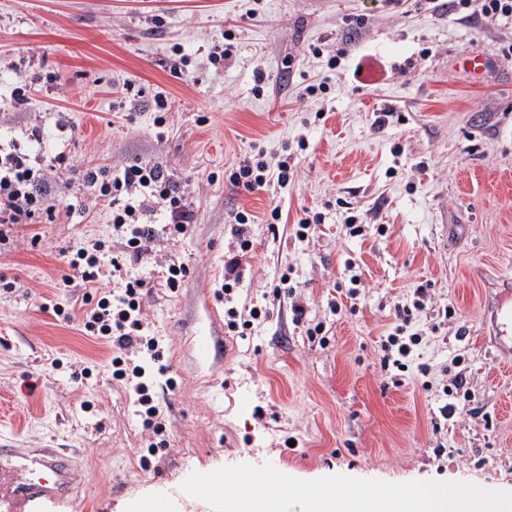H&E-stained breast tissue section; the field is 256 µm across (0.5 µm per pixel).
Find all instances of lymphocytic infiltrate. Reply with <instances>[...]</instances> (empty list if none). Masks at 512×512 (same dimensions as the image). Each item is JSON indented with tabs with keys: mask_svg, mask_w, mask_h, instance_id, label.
<instances>
[{
	"mask_svg": "<svg viewBox=\"0 0 512 512\" xmlns=\"http://www.w3.org/2000/svg\"><path fill=\"white\" fill-rule=\"evenodd\" d=\"M42 139L41 128L35 126L27 130L25 142L0 147L1 227L37 224L52 211L45 194L48 172L42 158L31 151L32 144L41 143ZM292 176L287 157H279L272 164L258 154L239 161L227 180L234 187L252 191L273 181L279 187H287ZM82 180L96 190L98 199L109 202L113 228L125 238V248L133 257H143L153 250L155 232L147 221L148 215L163 212L174 232L181 235L193 222V212L180 184L161 165L136 162L116 172L101 167L86 171ZM72 267L78 270L84 286L94 291V304L83 320L84 330L112 346V375L119 380L135 381L138 403L143 408V425L153 428L159 409L142 381L144 371L140 366H129L125 358L126 351L138 345L153 351L158 348L157 341L144 331L140 307L142 281H128L123 294L113 296L97 288L100 269L95 256H88L81 263L73 262ZM427 296V286L420 284L410 303L396 306L395 322L381 343L383 368L405 369L406 358L421 342L420 333L409 332L408 327L415 313L424 309Z\"/></svg>",
	"mask_w": 512,
	"mask_h": 512,
	"instance_id": "f902f5d3",
	"label": "lymphocytic infiltrate"
}]
</instances>
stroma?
Returning a JSON list of instances; mask_svg holds the SVG:
<instances>
[{"label": "stroma", "instance_id": "1", "mask_svg": "<svg viewBox=\"0 0 512 512\" xmlns=\"http://www.w3.org/2000/svg\"><path fill=\"white\" fill-rule=\"evenodd\" d=\"M510 38L512 22L483 26L448 0H0V144L37 125L43 159L62 152L72 163L52 173V219L0 239V278L15 284L0 289V436L65 449L80 471L66 501L34 512H133L161 491L185 503L191 473L239 463L270 462L301 480L511 489L512 375H492L508 352L486 305L498 291L512 305L501 279L512 273V57L501 53ZM343 44L347 57L328 68ZM217 47L224 57L212 58ZM479 50L494 62L476 84L459 62ZM320 83L325 91L305 96ZM17 87L28 102L14 110ZM157 95L170 103L161 130ZM390 109L401 121L377 128ZM260 149L289 154L287 188L226 182L225 170ZM134 162L166 166L195 218L173 239L154 213L153 254L128 257L116 275L121 240L81 173ZM275 207L273 232L264 218ZM243 208L257 218L247 227L254 249L228 297L224 265ZM308 211L325 220L301 240ZM349 213L365 235L349 236ZM97 242L105 287L144 283L161 357L144 349L134 361L160 410L158 436L143 426L132 383L113 378L111 348L79 316L52 311L82 299L70 262ZM350 262L360 277L351 299L341 288ZM173 264L186 269L176 289L165 278ZM421 283L429 294L413 325L423 341L405 371L382 369L394 307ZM447 305L455 319L431 330ZM256 306L267 318L235 336L228 310L244 320ZM319 322L322 343L306 334ZM458 372L478 412L445 420L443 389ZM159 436L166 447L149 454Z\"/></svg>", "mask_w": 512, "mask_h": 512}]
</instances>
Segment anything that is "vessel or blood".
<instances>
[{
  "mask_svg": "<svg viewBox=\"0 0 512 512\" xmlns=\"http://www.w3.org/2000/svg\"><path fill=\"white\" fill-rule=\"evenodd\" d=\"M77 475L65 452L55 448H0V512H32L43 499L63 500Z\"/></svg>",
  "mask_w": 512,
  "mask_h": 512,
  "instance_id": "vessel-or-blood-1",
  "label": "vessel or blood"
}]
</instances>
